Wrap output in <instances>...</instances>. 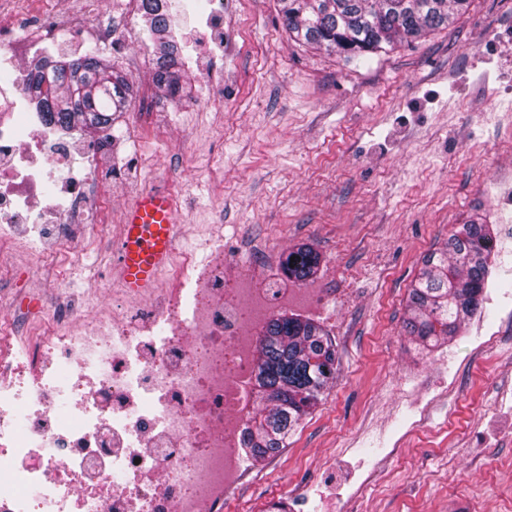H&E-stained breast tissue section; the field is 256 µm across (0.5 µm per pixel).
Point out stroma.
Here are the masks:
<instances>
[{
	"instance_id": "stroma-1",
	"label": "stroma",
	"mask_w": 512,
	"mask_h": 512,
	"mask_svg": "<svg viewBox=\"0 0 512 512\" xmlns=\"http://www.w3.org/2000/svg\"><path fill=\"white\" fill-rule=\"evenodd\" d=\"M278 0H224L187 23L174 8L187 95L153 81L155 46L142 18L121 52L99 56L134 85L97 148L103 224L71 230L75 252L45 267L0 244V308L19 335L85 323L107 310L92 282H112L119 226L146 190L175 199L177 250L204 253L215 226L232 263L275 269L271 255L305 246L319 265L309 288H336L335 313L305 317L332 338L336 372L279 453L253 462L238 512H512V0H469L446 28L347 63L289 41ZM489 225L499 247L479 315L448 344L418 352L404 329L422 259L455 225ZM497 329L493 348L473 338ZM453 385L429 421L382 463L413 387ZM387 466L357 497L356 476Z\"/></svg>"
}]
</instances>
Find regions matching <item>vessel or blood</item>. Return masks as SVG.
<instances>
[{"label": "vessel or blood", "mask_w": 512, "mask_h": 512, "mask_svg": "<svg viewBox=\"0 0 512 512\" xmlns=\"http://www.w3.org/2000/svg\"><path fill=\"white\" fill-rule=\"evenodd\" d=\"M177 210L173 198L148 191L126 208L117 272L123 287L138 296L157 281L175 243Z\"/></svg>", "instance_id": "1"}]
</instances>
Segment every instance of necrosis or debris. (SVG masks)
Listing matches in <instances>:
<instances>
[{"instance_id": "4bbe7bcc", "label": "necrosis or debris", "mask_w": 512, "mask_h": 512, "mask_svg": "<svg viewBox=\"0 0 512 512\" xmlns=\"http://www.w3.org/2000/svg\"><path fill=\"white\" fill-rule=\"evenodd\" d=\"M95 0H64L60 15L88 40L111 44ZM59 26H0V239L27 234L31 253L69 249L53 213L104 215L89 202L98 156L74 155L66 133L35 121L41 104L23 68L32 42ZM81 165L82 182L45 196L49 170ZM331 288L266 287L230 267L223 241L206 257L177 255L162 287L119 302L85 328L31 336L0 349V512H224L249 474L260 332L276 313L332 303Z\"/></svg>"}]
</instances>
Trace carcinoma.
Instances as JSON below:
<instances>
[{
  "mask_svg": "<svg viewBox=\"0 0 512 512\" xmlns=\"http://www.w3.org/2000/svg\"><path fill=\"white\" fill-rule=\"evenodd\" d=\"M161 0H143L142 18L155 45L154 81L166 98L182 90L181 47L171 11ZM467 0H280L288 37L336 53L350 62L446 27ZM35 89L46 95L47 122L67 130L106 129L126 110L132 85L122 71L91 51L51 69L35 66ZM493 242L487 225L471 220L429 253L409 293V335L430 349L456 335L480 307ZM288 276L314 275L318 255L307 247L288 251ZM336 369V351L321 327L308 319L278 316L261 333L245 449L263 459L286 446L288 436L316 406Z\"/></svg>",
  "mask_w": 512,
  "mask_h": 512,
  "instance_id": "cac0c4a2",
  "label": "carcinoma"
}]
</instances>
